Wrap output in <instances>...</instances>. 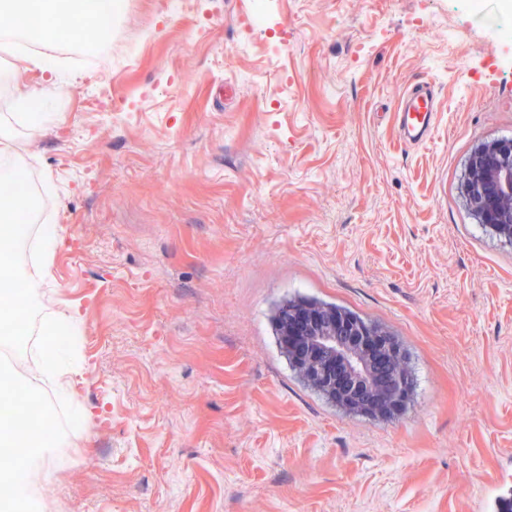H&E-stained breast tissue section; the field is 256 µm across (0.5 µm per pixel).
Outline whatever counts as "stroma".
Wrapping results in <instances>:
<instances>
[{
    "mask_svg": "<svg viewBox=\"0 0 512 512\" xmlns=\"http://www.w3.org/2000/svg\"><path fill=\"white\" fill-rule=\"evenodd\" d=\"M128 0L60 88L27 173L65 245L94 413L50 512H498L512 498V247L461 193L512 138V42L448 0ZM142 42L127 63L128 41ZM112 90L90 110V80ZM434 83L432 138L394 112ZM304 295L376 320L416 379L358 416L292 371L269 317Z\"/></svg>",
    "mask_w": 512,
    "mask_h": 512,
    "instance_id": "obj_1",
    "label": "stroma"
}]
</instances>
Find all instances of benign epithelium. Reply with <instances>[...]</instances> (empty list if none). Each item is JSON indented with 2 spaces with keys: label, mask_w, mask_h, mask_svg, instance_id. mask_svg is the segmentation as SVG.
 <instances>
[{
  "label": "benign epithelium",
  "mask_w": 512,
  "mask_h": 512,
  "mask_svg": "<svg viewBox=\"0 0 512 512\" xmlns=\"http://www.w3.org/2000/svg\"><path fill=\"white\" fill-rule=\"evenodd\" d=\"M463 197L480 224H490L512 237V140L483 143L471 154L466 168ZM288 345L297 358L312 368L325 359L322 377L336 384V397L348 404L369 395L375 397L378 415L398 410L405 400L410 378L399 368L398 347L370 330L352 331L341 318L323 324L319 317L288 320ZM394 373L383 391L377 372Z\"/></svg>",
  "instance_id": "benign-epithelium-1"
}]
</instances>
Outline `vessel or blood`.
I'll return each mask as SVG.
<instances>
[{"mask_svg":"<svg viewBox=\"0 0 512 512\" xmlns=\"http://www.w3.org/2000/svg\"><path fill=\"white\" fill-rule=\"evenodd\" d=\"M438 111L439 98L434 85L422 82L407 89L395 114L401 145L413 148L428 142L436 127Z\"/></svg>","mask_w":512,"mask_h":512,"instance_id":"obj_1","label":"vessel or blood"}]
</instances>
